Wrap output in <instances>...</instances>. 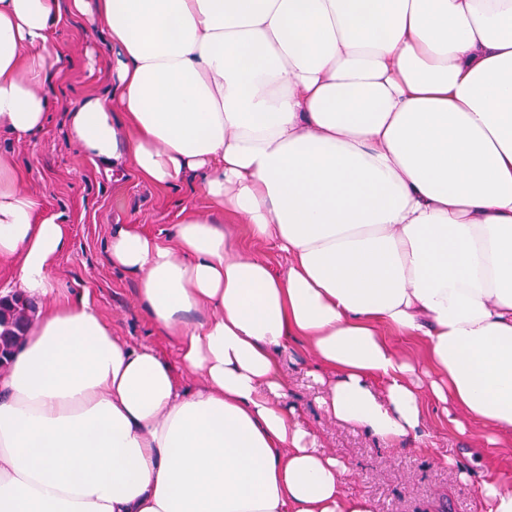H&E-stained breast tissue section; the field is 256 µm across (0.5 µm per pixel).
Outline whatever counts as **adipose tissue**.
I'll use <instances>...</instances> for the list:
<instances>
[{
  "label": "adipose tissue",
  "instance_id": "obj_1",
  "mask_svg": "<svg viewBox=\"0 0 512 512\" xmlns=\"http://www.w3.org/2000/svg\"><path fill=\"white\" fill-rule=\"evenodd\" d=\"M103 25L111 82L79 150L219 215L113 234L175 345L112 334L88 298L38 308L0 372V512H371L287 401L310 346L323 404L389 447L423 395L512 441V0H0V132L45 125L49 30ZM287 263L240 253L234 235ZM67 245L0 154V257L51 293ZM423 348L417 371L391 333Z\"/></svg>",
  "mask_w": 512,
  "mask_h": 512
}]
</instances>
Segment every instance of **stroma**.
I'll return each instance as SVG.
<instances>
[{
    "label": "stroma",
    "instance_id": "stroma-1",
    "mask_svg": "<svg viewBox=\"0 0 512 512\" xmlns=\"http://www.w3.org/2000/svg\"><path fill=\"white\" fill-rule=\"evenodd\" d=\"M101 26L80 15H65L50 32L52 65L43 92L54 107L40 133L28 141L0 135V152L12 157L25 188L39 197L44 216L66 228L68 243L50 272L51 300L89 294L114 335L130 344L155 345L176 361L173 343L157 336L138 304V281L113 267L108 245L123 224H138L167 237L182 206L206 211L210 205L186 180L161 189L130 168L111 171L92 162L71 137L67 110L110 79ZM310 360L302 345L289 347L281 360L288 378V402L300 408L322 446L351 470L344 485L350 495L368 498L372 512H479L478 480L460 479L469 461L463 449L483 446V428L471 423L465 434L448 428L434 402L425 404L418 438L399 448L384 446L361 429L336 424L318 402L319 386L305 372Z\"/></svg>",
    "mask_w": 512,
    "mask_h": 512
}]
</instances>
